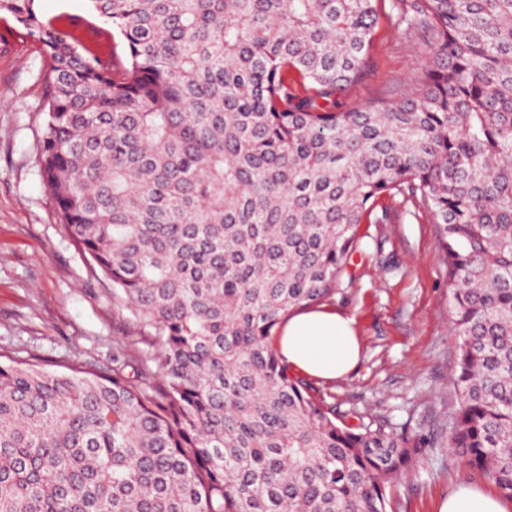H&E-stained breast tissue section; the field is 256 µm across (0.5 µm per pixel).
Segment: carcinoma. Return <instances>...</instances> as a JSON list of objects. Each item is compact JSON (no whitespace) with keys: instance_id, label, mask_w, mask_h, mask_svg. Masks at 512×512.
<instances>
[{"instance_id":"carcinoma-1","label":"carcinoma","mask_w":512,"mask_h":512,"mask_svg":"<svg viewBox=\"0 0 512 512\" xmlns=\"http://www.w3.org/2000/svg\"><path fill=\"white\" fill-rule=\"evenodd\" d=\"M124 59L0 0L49 61L41 174L151 351L0 361V512H388L418 441L349 423L273 346L383 198L441 225L448 447L512 499V0H410L431 61L337 109L379 0H90Z\"/></svg>"}]
</instances>
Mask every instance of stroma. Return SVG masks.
<instances>
[{
	"label": "stroma",
	"mask_w": 512,
	"mask_h": 512,
	"mask_svg": "<svg viewBox=\"0 0 512 512\" xmlns=\"http://www.w3.org/2000/svg\"><path fill=\"white\" fill-rule=\"evenodd\" d=\"M48 20L74 19L70 37L92 45L105 27L89 0H37ZM418 32L381 21L370 70L341 97L351 107L410 83L429 62ZM49 63L38 44L0 17V354L50 372L81 364L111 370L114 356L142 355L140 330L112 299V286L67 235L41 177L40 136ZM336 292L327 300L354 317L361 359L346 378L315 381L343 413L384 419L422 438L418 463L402 478L391 512H438L459 487L496 493L487 477L448 449L445 426L459 408L451 369L456 341L439 227L417 201H381L359 227Z\"/></svg>",
	"instance_id": "obj_1"
}]
</instances>
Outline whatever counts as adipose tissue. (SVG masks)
<instances>
[{
    "mask_svg": "<svg viewBox=\"0 0 512 512\" xmlns=\"http://www.w3.org/2000/svg\"><path fill=\"white\" fill-rule=\"evenodd\" d=\"M273 344L292 370L325 381L347 376L360 357L354 319L323 304L289 316Z\"/></svg>",
    "mask_w": 512,
    "mask_h": 512,
    "instance_id": "ef3b65f1",
    "label": "adipose tissue"
}]
</instances>
